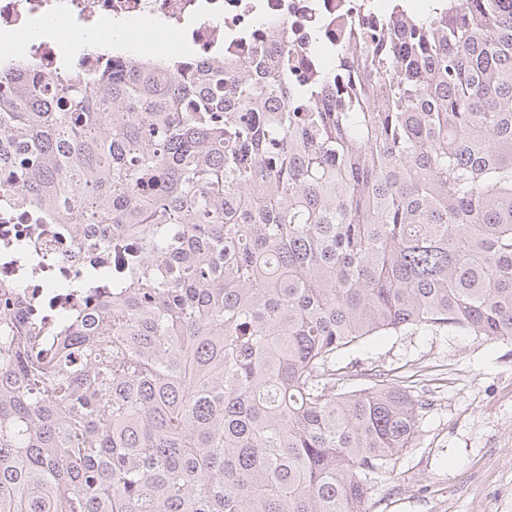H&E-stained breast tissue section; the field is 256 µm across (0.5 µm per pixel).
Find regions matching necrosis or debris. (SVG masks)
Instances as JSON below:
<instances>
[{"label":"necrosis or debris","mask_w":512,"mask_h":512,"mask_svg":"<svg viewBox=\"0 0 512 512\" xmlns=\"http://www.w3.org/2000/svg\"><path fill=\"white\" fill-rule=\"evenodd\" d=\"M432 0H0V33L21 34L58 23L100 32L121 25L126 52L140 56L142 41L161 32L170 55L192 53L199 64L245 65L270 54L269 22H276L295 62V76L311 81L319 65L358 41L359 28L429 12ZM0 237L33 242L60 277L78 272L91 250L67 238H35L29 224H0Z\"/></svg>","instance_id":"1"}]
</instances>
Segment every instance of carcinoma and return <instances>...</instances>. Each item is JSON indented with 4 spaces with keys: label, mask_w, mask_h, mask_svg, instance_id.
Wrapping results in <instances>:
<instances>
[{
    "label": "carcinoma",
    "mask_w": 512,
    "mask_h": 512,
    "mask_svg": "<svg viewBox=\"0 0 512 512\" xmlns=\"http://www.w3.org/2000/svg\"><path fill=\"white\" fill-rule=\"evenodd\" d=\"M448 0L308 86L192 59L0 61V206L105 261L33 355L0 286V512H369L422 403L340 353L512 341V7Z\"/></svg>",
    "instance_id": "1"
}]
</instances>
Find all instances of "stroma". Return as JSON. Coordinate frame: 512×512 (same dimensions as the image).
Wrapping results in <instances>:
<instances>
[{"label":"stroma","mask_w":512,"mask_h":512,"mask_svg":"<svg viewBox=\"0 0 512 512\" xmlns=\"http://www.w3.org/2000/svg\"><path fill=\"white\" fill-rule=\"evenodd\" d=\"M338 363L387 373L423 404L414 446L376 477L369 512H512V342L405 329Z\"/></svg>","instance_id":"stroma-1"}]
</instances>
